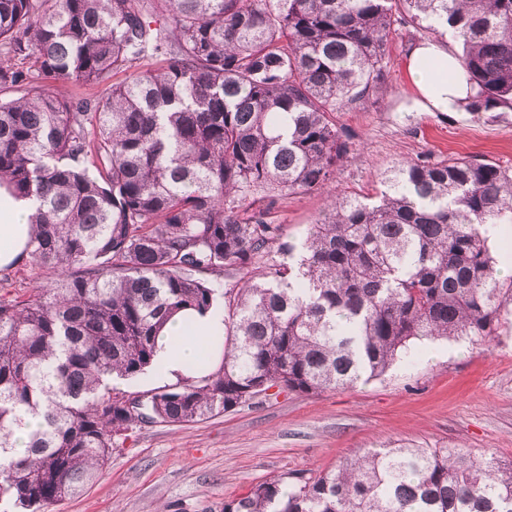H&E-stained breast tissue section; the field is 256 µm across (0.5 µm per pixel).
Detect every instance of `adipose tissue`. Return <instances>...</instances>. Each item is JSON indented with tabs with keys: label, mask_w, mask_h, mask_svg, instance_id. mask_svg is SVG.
<instances>
[{
	"label": "adipose tissue",
	"mask_w": 512,
	"mask_h": 512,
	"mask_svg": "<svg viewBox=\"0 0 512 512\" xmlns=\"http://www.w3.org/2000/svg\"><path fill=\"white\" fill-rule=\"evenodd\" d=\"M405 68L419 109L426 112L461 111L470 87L459 59L448 39L423 40L408 53ZM38 203L32 198H16L0 188V269L18 264L28 255L30 216ZM194 326L207 341L211 366L224 355V311L212 307L206 313L182 311L165 324L156 347V367L163 381L196 376L198 347L184 338L186 326Z\"/></svg>",
	"instance_id": "ef3b65f1"
}]
</instances>
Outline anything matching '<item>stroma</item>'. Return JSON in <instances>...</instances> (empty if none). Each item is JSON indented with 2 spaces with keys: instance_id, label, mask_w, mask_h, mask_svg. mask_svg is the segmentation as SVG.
Listing matches in <instances>:
<instances>
[{
  "instance_id": "stroma-1",
  "label": "stroma",
  "mask_w": 512,
  "mask_h": 512,
  "mask_svg": "<svg viewBox=\"0 0 512 512\" xmlns=\"http://www.w3.org/2000/svg\"><path fill=\"white\" fill-rule=\"evenodd\" d=\"M428 32L406 22L389 36L384 81L336 114L354 153L336 171L349 194H376L398 162L481 157L512 168V112L412 111L405 55ZM324 194L281 198L268 222L302 245ZM50 270L24 260L0 269V294H26ZM377 448H460L512 460V332L488 344L411 346L381 378L315 394L276 388L223 415L182 425L149 424L118 440L100 477L47 512H224L227 502L287 473L312 475Z\"/></svg>"
}]
</instances>
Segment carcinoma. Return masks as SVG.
<instances>
[{
	"mask_svg": "<svg viewBox=\"0 0 512 512\" xmlns=\"http://www.w3.org/2000/svg\"><path fill=\"white\" fill-rule=\"evenodd\" d=\"M462 44L466 109L512 111V0H0V188L36 199L29 255L54 278L0 296V503L40 512L107 466L114 439L181 425L277 387L318 393L385 374L415 341L512 328L490 224L512 223V171L402 161L373 197L336 191V124L378 88L395 14ZM103 99L40 79L97 86ZM319 189L299 258L225 290L208 276L293 253L265 216ZM224 298V359L146 398L112 386L153 363L174 313ZM42 418L25 453L11 439ZM224 512H512V461L383 448L280 476Z\"/></svg>",
	"mask_w": 512,
	"mask_h": 512,
	"instance_id": "1",
	"label": "carcinoma"
}]
</instances>
